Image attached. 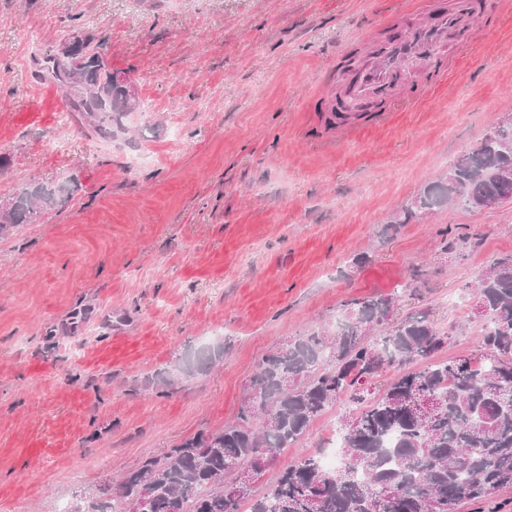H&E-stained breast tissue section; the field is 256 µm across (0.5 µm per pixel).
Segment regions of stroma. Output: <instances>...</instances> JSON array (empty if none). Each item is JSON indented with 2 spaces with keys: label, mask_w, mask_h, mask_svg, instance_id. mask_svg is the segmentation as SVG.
<instances>
[{
  "label": "stroma",
  "mask_w": 512,
  "mask_h": 512,
  "mask_svg": "<svg viewBox=\"0 0 512 512\" xmlns=\"http://www.w3.org/2000/svg\"><path fill=\"white\" fill-rule=\"evenodd\" d=\"M399 10L410 0H0V199L81 182L0 240V512H86L98 485L234 421L286 337L334 329L345 301L395 294L413 267L427 281L397 315L473 316L475 282L512 255V201L384 229L512 119V18L468 37L447 85L324 147L321 81ZM81 33L138 90L109 141L62 123L64 96L31 75ZM446 229L470 247L443 253ZM208 337L223 365L179 373ZM325 425L257 488L320 453Z\"/></svg>",
  "instance_id": "obj_1"
}]
</instances>
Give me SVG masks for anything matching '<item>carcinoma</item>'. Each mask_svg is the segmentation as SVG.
<instances>
[{
	"label": "carcinoma",
	"mask_w": 512,
	"mask_h": 512,
	"mask_svg": "<svg viewBox=\"0 0 512 512\" xmlns=\"http://www.w3.org/2000/svg\"><path fill=\"white\" fill-rule=\"evenodd\" d=\"M456 28L475 18L473 0H458ZM79 55L33 59L32 76L65 92L74 120L100 138L121 127L128 85L115 79L104 43L79 36ZM80 189L77 177L57 184L29 183L0 212V239L23 224H38ZM454 196L481 209L486 199H512V121L493 126L479 145L404 206L394 232L439 209ZM490 327L476 335V354L435 362L451 332L430 314L393 317L399 296L354 298L332 331L290 336L259 364L253 389L260 407L242 403L219 432H200L123 474L100 490L92 512H135L145 496L150 512H365L371 500L386 512H458L512 489V412L500 399L512 392V256L493 262L475 289ZM224 358L216 344L186 354L178 370L190 374ZM343 397L342 466L326 468L303 455L281 471L267 492L244 485L230 497L224 485L240 472L261 475L257 460L297 446L313 422Z\"/></svg>",
	"instance_id": "1"
}]
</instances>
